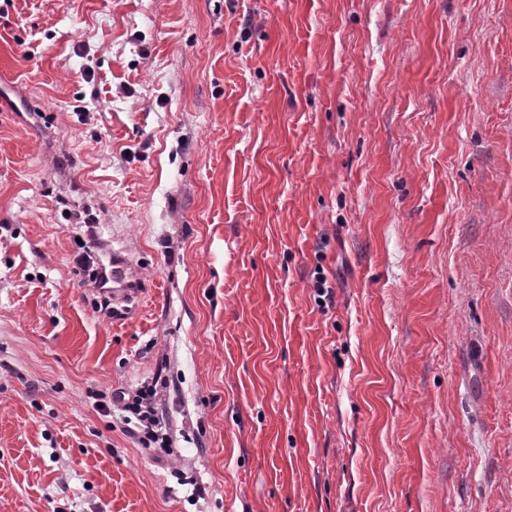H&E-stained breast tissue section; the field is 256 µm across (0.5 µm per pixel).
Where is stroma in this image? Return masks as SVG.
I'll return each instance as SVG.
<instances>
[{"mask_svg":"<svg viewBox=\"0 0 512 512\" xmlns=\"http://www.w3.org/2000/svg\"><path fill=\"white\" fill-rule=\"evenodd\" d=\"M0 512H512V0H0ZM78 264L89 271L88 276L92 278L97 288H101L102 290L112 288L113 309H115L116 305L130 304L135 300L139 301L142 297L141 288L130 287L132 280L125 266L121 263V259L114 257L112 264V280L110 279L109 271H107L106 267H104L102 271L93 268L90 269L85 255L78 259ZM164 388H167L166 379L159 375L153 385L132 393L117 392L109 400L111 405L113 402V406L130 414L123 416L125 431L143 445L159 441L161 444L167 443V435L162 432L165 422L158 412V402Z\"/></svg>","mask_w":512,"mask_h":512,"instance_id":"obj_1","label":"stroma"}]
</instances>
